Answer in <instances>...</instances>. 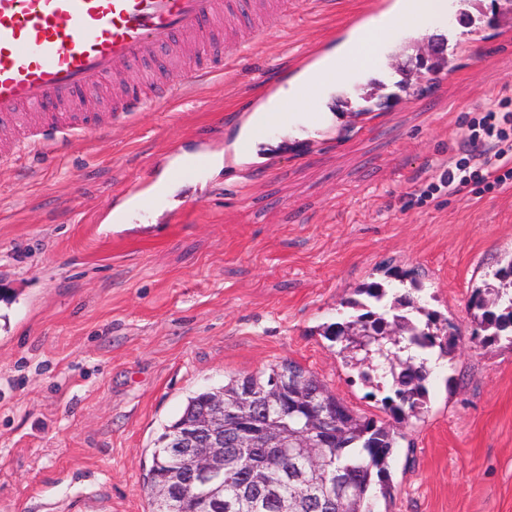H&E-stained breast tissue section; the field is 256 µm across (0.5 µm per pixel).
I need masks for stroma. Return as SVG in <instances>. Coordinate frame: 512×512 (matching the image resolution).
<instances>
[{
  "instance_id": "stroma-1",
  "label": "stroma",
  "mask_w": 512,
  "mask_h": 512,
  "mask_svg": "<svg viewBox=\"0 0 512 512\" xmlns=\"http://www.w3.org/2000/svg\"><path fill=\"white\" fill-rule=\"evenodd\" d=\"M506 6L462 0L352 74L313 136L169 184L147 219L106 221L185 150L230 154L244 109L360 0H305L187 96L1 158L0 512H150L154 443L187 397L285 360L399 433L388 512H512V350L471 342L467 306L512 253V182L427 192L463 125L512 97ZM373 283L462 333L408 418L383 408L391 379L361 380L324 334Z\"/></svg>"
}]
</instances>
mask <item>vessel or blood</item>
I'll use <instances>...</instances> for the list:
<instances>
[{
  "mask_svg": "<svg viewBox=\"0 0 512 512\" xmlns=\"http://www.w3.org/2000/svg\"><path fill=\"white\" fill-rule=\"evenodd\" d=\"M447 0H364L362 8L336 29V42L347 49L335 56L333 67L321 59L332 45L306 53L298 63L306 79L296 87L317 114L321 89L362 67L375 65L385 53L384 43L369 40L378 24L388 34L408 24L424 26L446 9ZM289 0H0V123L10 129L0 137V158L14 152L19 140L41 144L47 131L105 129L108 117L90 116L75 122L69 108L77 88L100 81H119L143 61L157 60L175 72L182 86L197 83L201 67L182 68L183 53L176 39L209 26L212 37L205 57L222 46L224 31L248 42L288 16ZM166 89L150 86L140 97L117 90L116 111L132 113L160 102ZM294 101L266 113L262 122L239 137L234 151L249 156L255 144L297 120ZM210 167L208 151L195 152L191 162L170 167L167 180L198 179Z\"/></svg>",
  "mask_w": 512,
  "mask_h": 512,
  "instance_id": "1",
  "label": "vessel or blood"
}]
</instances>
